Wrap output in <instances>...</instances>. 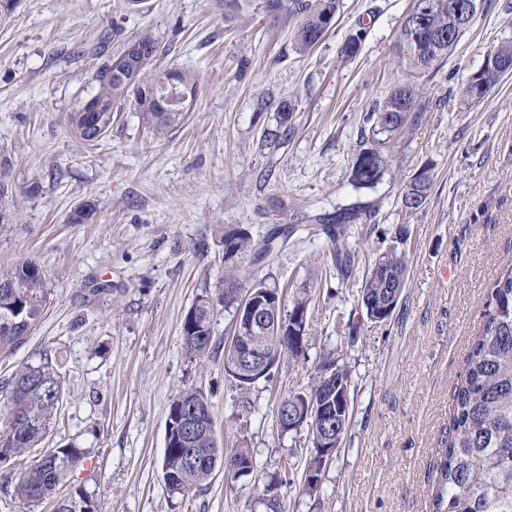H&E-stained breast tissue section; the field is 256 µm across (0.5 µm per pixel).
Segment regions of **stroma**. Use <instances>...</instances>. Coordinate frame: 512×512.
Listing matches in <instances>:
<instances>
[{
  "mask_svg": "<svg viewBox=\"0 0 512 512\" xmlns=\"http://www.w3.org/2000/svg\"><path fill=\"white\" fill-rule=\"evenodd\" d=\"M411 3L340 0L335 24L305 53L295 19L266 0L240 10L225 0H15L0 16V180L14 215L0 226V270L37 262L49 296L26 340L0 356V379L43 351L63 358L66 394L45 444L87 449L67 485L90 493L98 512H264L247 477L231 488L219 470L186 496L165 484L169 405L188 387L208 394L221 447L246 446L261 478L290 480L282 512H430L453 391L491 286L512 265V72L481 103L462 95L488 54L512 41V0H485L447 62L418 77L431 108L383 180L357 190L349 175L363 116L408 79L396 40ZM359 29L360 54L342 56ZM145 32L157 42L150 73L195 72L196 104L163 138L126 100L90 145L67 116L94 92L103 63ZM283 103L293 109L285 129ZM426 165L429 196L407 211L401 196ZM86 201L92 219L73 223ZM352 207L372 217L349 240L348 275L328 273L324 237L305 231L272 265L242 268L245 283H288L310 303L304 357H281L271 384L253 388L254 411L239 414L223 357L196 364L180 336L197 298L222 287L224 228L258 240L301 212ZM393 249L406 254V286L374 322L358 293ZM97 282L108 291H93ZM326 355L351 373L350 423L310 498L296 492L308 453L272 408Z\"/></svg>",
  "mask_w": 512,
  "mask_h": 512,
  "instance_id": "35a3bbf8",
  "label": "stroma"
}]
</instances>
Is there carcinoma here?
<instances>
[{
  "label": "carcinoma",
  "mask_w": 512,
  "mask_h": 512,
  "mask_svg": "<svg viewBox=\"0 0 512 512\" xmlns=\"http://www.w3.org/2000/svg\"><path fill=\"white\" fill-rule=\"evenodd\" d=\"M450 0H413L405 15L396 44L397 52L415 75L440 66L459 44L472 17L461 18L448 7ZM340 0H275L291 17L299 19L295 33L302 51L311 50L335 24ZM110 65L96 74V90L90 96L93 107L84 104L69 113V130L84 141L97 143L112 128V107L132 96L142 123L159 137L168 136L184 120L180 99L192 103L199 91V78L192 71L173 68L158 76L147 72L144 57H154L156 42L147 33ZM512 71V42H505L487 56L486 64L464 84L463 95L481 102L499 78ZM428 104L422 102L420 87L412 81L398 86L369 110L364 121L369 124L367 142L353 158L350 182L357 189L375 187L394 158L395 149L405 132L417 125ZM432 178L423 168L411 178L402 205L416 211L425 203ZM308 224L323 225L334 244L332 266L342 275L349 272L355 254L338 245L355 224L367 222V214L358 209L307 213ZM295 230L284 225L269 231L256 244L247 232H224L222 243L235 247L237 258L224 262V282L238 283L237 272L245 259L259 263L278 253ZM407 264L403 255L393 250L379 256L367 272L360 288L361 303L369 308L381 299L396 304L406 285ZM272 292L276 314L288 334L264 337V344L277 354L292 358L303 355L304 339L293 333L301 328L300 318L307 316L308 300L296 297L286 305L282 291L275 285L257 280L251 288ZM46 274L32 260L16 263L0 272V354L12 352L39 322L47 305ZM224 291H204L186 314L181 330L182 346L192 360L204 362L224 353V371L235 387L246 395L244 411L251 410L247 395L258 383L233 372L237 349L215 339V317L224 307ZM62 358L48 352L38 361L25 362L0 383V392L9 401L8 422L0 424V467L38 448L46 439L58 410L63 405L65 388ZM351 375L333 359L323 361L316 378L307 388L282 397L273 416L280 420L292 400L317 397L339 411V398L350 391ZM453 416L446 448L437 464L438 487L432 499V512H512V267L495 279L488 295L481 333L470 346L464 379L453 392ZM196 412L201 425L188 438L177 434L175 424L184 414ZM165 430L163 479L179 494L190 493L206 485L222 461L235 458L246 464L245 476L254 475L255 463L250 449L235 446L219 454L207 394L197 388L181 391L171 402ZM85 449L68 443L47 448L11 484V495L27 503H39L56 494L69 473L82 464ZM283 481L272 476L263 485L256 504L270 512H279L280 497L268 491H280ZM56 512H98L96 499L81 487L59 498Z\"/></svg>",
  "instance_id": "carcinoma-1"
}]
</instances>
